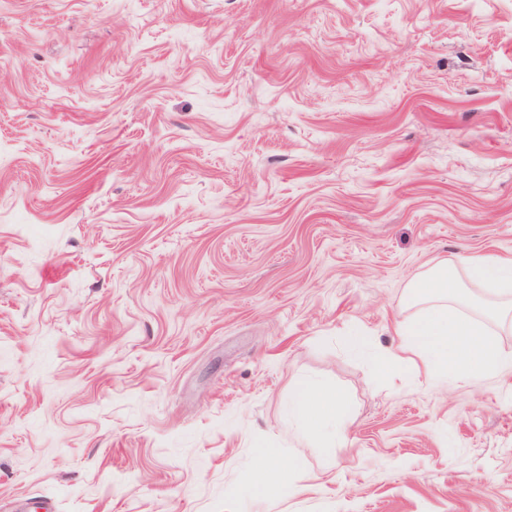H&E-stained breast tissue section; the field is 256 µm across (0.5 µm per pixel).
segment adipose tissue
<instances>
[{
    "instance_id": "ef3b65f1",
    "label": "adipose tissue",
    "mask_w": 512,
    "mask_h": 512,
    "mask_svg": "<svg viewBox=\"0 0 512 512\" xmlns=\"http://www.w3.org/2000/svg\"><path fill=\"white\" fill-rule=\"evenodd\" d=\"M288 413L300 423L303 434L312 438L324 436L327 426L336 427L343 421V410L333 394L309 383L297 388L288 403Z\"/></svg>"
}]
</instances>
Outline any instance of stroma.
I'll list each match as a JSON object with an SVG mask.
<instances>
[{"mask_svg": "<svg viewBox=\"0 0 512 512\" xmlns=\"http://www.w3.org/2000/svg\"><path fill=\"white\" fill-rule=\"evenodd\" d=\"M487 253L512 0H0V512H512V369L380 366ZM288 413L301 425L302 433L311 438L326 434V427L333 426L338 435V426L343 421V410L338 400L325 387L302 383L288 403Z\"/></svg>", "mask_w": 512, "mask_h": 512, "instance_id": "1", "label": "stroma"}]
</instances>
